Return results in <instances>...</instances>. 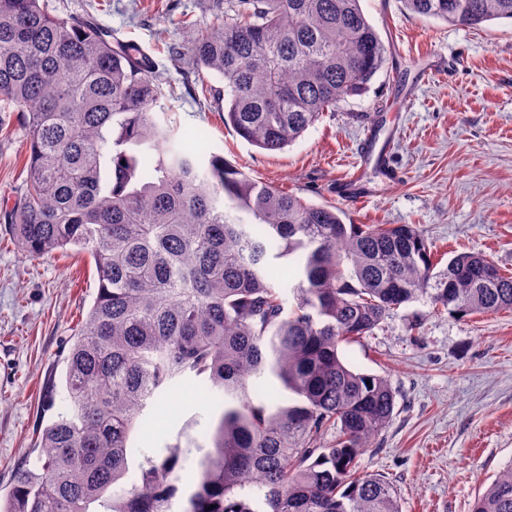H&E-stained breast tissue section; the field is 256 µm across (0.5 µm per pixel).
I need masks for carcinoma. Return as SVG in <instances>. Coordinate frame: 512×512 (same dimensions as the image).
<instances>
[{"label": "carcinoma", "instance_id": "cac0c4a2", "mask_svg": "<svg viewBox=\"0 0 512 512\" xmlns=\"http://www.w3.org/2000/svg\"><path fill=\"white\" fill-rule=\"evenodd\" d=\"M478 28L512 21V0H403ZM227 21L191 48L196 81L224 124L280 151L359 94L387 60L360 0H215ZM153 60L39 0H0V113L28 130L27 176L5 213L25 257L84 253L93 304L66 357L68 409L39 433L0 512H401L390 481L356 464L392 422L389 380L357 371L339 345L373 335L426 297L463 317L512 310V276L458 253L448 287L414 224H351L203 156L155 117ZM288 264L295 284L272 274ZM295 395L279 404L270 380ZM203 383L219 411L201 442L180 432L132 447L148 408ZM331 442L320 445L326 435ZM199 456L192 457L193 452ZM472 512H512V466Z\"/></svg>", "mask_w": 512, "mask_h": 512}]
</instances>
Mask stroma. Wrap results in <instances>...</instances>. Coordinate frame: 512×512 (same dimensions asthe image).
Instances as JSON below:
<instances>
[{"mask_svg": "<svg viewBox=\"0 0 512 512\" xmlns=\"http://www.w3.org/2000/svg\"><path fill=\"white\" fill-rule=\"evenodd\" d=\"M52 14L92 19L137 42L178 96L160 106L203 152L223 155L252 178L333 203L357 224H414L431 242L440 281L461 252L481 253L512 273V23L478 29L406 11L400 0H361L387 48L367 90L322 113L281 151L248 144L204 99L190 69L171 61L216 24L213 0H40ZM394 170H363L364 197L338 195L364 137ZM27 135L0 134V197L25 179ZM95 267L71 252L25 258L0 221V496L35 441L66 405L65 363L96 293ZM419 334H412V325ZM344 361L387 376L394 418L359 459L360 472L392 481L401 512H470L478 493L512 465V311L459 317L427 300L390 312L372 336L340 347ZM154 448L210 415L193 385L175 408L155 403Z\"/></svg>", "mask_w": 512, "mask_h": 512, "instance_id": "stroma-1", "label": "stroma"}]
</instances>
